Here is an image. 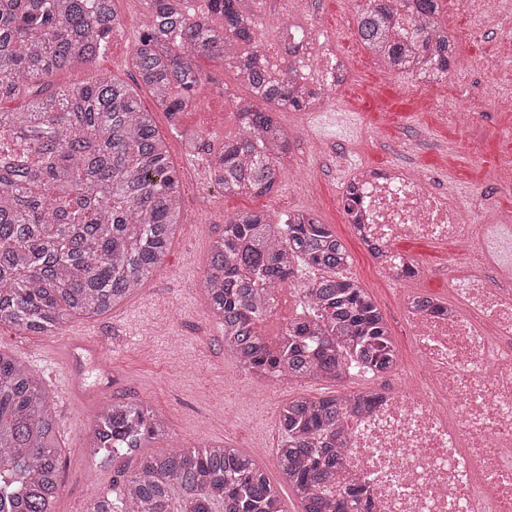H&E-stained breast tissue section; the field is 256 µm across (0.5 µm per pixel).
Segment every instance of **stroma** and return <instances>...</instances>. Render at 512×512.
<instances>
[{
	"instance_id": "35a3bbf8",
	"label": "stroma",
	"mask_w": 512,
	"mask_h": 512,
	"mask_svg": "<svg viewBox=\"0 0 512 512\" xmlns=\"http://www.w3.org/2000/svg\"><path fill=\"white\" fill-rule=\"evenodd\" d=\"M440 15L454 38L456 58L446 79L430 84L391 70L358 40L355 11L345 0H305L289 23H320L336 42L351 71L333 104L312 112H285L280 120L291 141L289 172L274 193L260 197L227 196L208 174L207 154H187L183 137L194 133L220 148L235 133L231 95H246L222 58H200L209 77L197 91L195 108L182 114L179 129L148 90H140L144 109L169 147L183 185L181 223L160 270L141 290L110 312L78 316L62 329L30 335L0 326V350L12 353L27 368L47 345L64 347L72 338H109L105 352L112 366L114 399L149 401L166 420L168 433L149 449L195 448L225 443L253 455L272 480H279L276 450L281 438L279 410L297 395L313 398L341 394L327 380L292 385L251 379L224 351V338L209 300L197 283L208 264L211 241L228 217L242 211L284 215L313 211L331 225L349 251L347 273L373 295L384 314L401 364H413L415 350L400 313V292H423L442 299L448 287L438 272L456 258L452 245L408 240L399 249L423 270L421 278L393 282L345 222L342 199L355 167L401 165L426 176L460 205L469 224L512 218V185L498 183L500 170L512 165V0H440ZM126 19L113 32L96 68L61 74V85L79 84L106 71L132 82L130 54L146 20L143 0H116ZM277 0H264L259 19L272 35L281 19ZM478 87L489 96L475 95ZM474 112V123L458 121L461 110ZM307 128L317 143L298 138ZM62 448V493L55 512H86L91 491L112 488L116 467L84 454L100 404L53 397ZM236 408L235 421L224 419Z\"/></svg>"
}]
</instances>
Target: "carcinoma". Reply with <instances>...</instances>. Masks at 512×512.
<instances>
[{
  "mask_svg": "<svg viewBox=\"0 0 512 512\" xmlns=\"http://www.w3.org/2000/svg\"><path fill=\"white\" fill-rule=\"evenodd\" d=\"M133 43L135 86L100 72L52 88L59 73L93 65L124 20L115 0H0V325L33 334L111 311L159 269L181 215V181L167 143L142 108L147 89L172 124L205 80L200 57L220 56L247 89L232 97L238 133L212 155L210 180L226 196L276 191L289 135L279 117L308 112L322 94L267 71L258 33L261 0H145ZM362 44L392 70L443 80L454 58L439 0H363ZM28 102L19 108L8 103ZM350 255L308 210L278 219L243 211L213 239L201 279L224 330V350L260 379L344 382L357 365L391 368L397 349ZM302 315L268 340L259 324L275 290L302 271ZM372 392L309 398L282 407L277 467L301 512H370L363 490L336 477L338 431ZM42 380L0 351V512H53L62 492L61 448ZM168 426L146 401H115L96 416L84 454L119 465L112 493L86 512H287L246 452L226 445L143 448Z\"/></svg>",
  "mask_w": 512,
  "mask_h": 512,
  "instance_id": "obj_1",
  "label": "carcinoma"
}]
</instances>
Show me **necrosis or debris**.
I'll return each instance as SVG.
<instances>
[{"mask_svg":"<svg viewBox=\"0 0 512 512\" xmlns=\"http://www.w3.org/2000/svg\"><path fill=\"white\" fill-rule=\"evenodd\" d=\"M266 49L271 71L292 67L312 85L337 80L334 42L307 29ZM356 236L401 279L408 238L452 242L441 271L451 298L438 314L420 295L401 300L417 360L398 385L344 420L339 469L363 487L373 512H512V224H469L459 206L418 172L367 168L354 180Z\"/></svg>","mask_w":512,"mask_h":512,"instance_id":"4bbe7bcc","label":"necrosis or debris"}]
</instances>
